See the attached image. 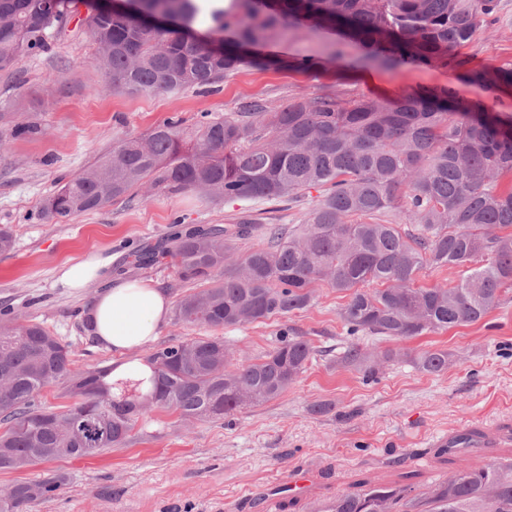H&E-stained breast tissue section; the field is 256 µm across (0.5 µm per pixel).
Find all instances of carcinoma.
Wrapping results in <instances>:
<instances>
[{"instance_id": "1", "label": "carcinoma", "mask_w": 512, "mask_h": 512, "mask_svg": "<svg viewBox=\"0 0 512 512\" xmlns=\"http://www.w3.org/2000/svg\"><path fill=\"white\" fill-rule=\"evenodd\" d=\"M75 0H0V68L47 49ZM498 0H123L80 19L112 85L141 94L224 80L238 67L274 65L258 50L300 30L332 31L358 44L357 66L446 65L497 12ZM207 13V34L196 26ZM464 79L512 90V67L465 72ZM512 116L489 112L449 89L349 106L300 98L278 112L258 103L232 116L204 112L192 131L169 118L120 140L93 167L61 183L40 208L45 218L102 209L143 190L192 192L210 201L276 205L319 191L301 224L270 228L267 243L244 253L261 219L191 228L165 253L178 278L199 288L177 304V322L237 327L312 305L325 282L348 300L340 312L349 340L337 362L368 379L401 356L368 348L359 335L408 340L483 319L512 288ZM404 213L413 229L385 224ZM480 266L451 288H415L427 268ZM380 283L383 288L368 289ZM318 349L305 336L232 364L222 336L180 341L149 354L153 388L135 399L105 398L110 368H72L70 345L40 323L0 313V471L79 459L120 448L155 410L186 421L221 419L288 391ZM427 374L448 370L446 350L412 358ZM57 383L76 399L66 410L37 404ZM67 477L56 473L0 490V512H29ZM327 512H512V462L464 467L424 496L405 486L362 482L328 500Z\"/></svg>"}]
</instances>
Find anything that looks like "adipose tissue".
Here are the masks:
<instances>
[{"instance_id":"adipose-tissue-1","label":"adipose tissue","mask_w":512,"mask_h":512,"mask_svg":"<svg viewBox=\"0 0 512 512\" xmlns=\"http://www.w3.org/2000/svg\"><path fill=\"white\" fill-rule=\"evenodd\" d=\"M57 281L73 292L84 291L95 282L103 283L88 317L95 339L117 355L108 379L148 380L149 364L135 358L134 353L152 343L165 325L171 309L168 295L151 281L113 282L112 257L98 252L63 264Z\"/></svg>"}]
</instances>
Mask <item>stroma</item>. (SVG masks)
<instances>
[{
  "mask_svg": "<svg viewBox=\"0 0 512 512\" xmlns=\"http://www.w3.org/2000/svg\"><path fill=\"white\" fill-rule=\"evenodd\" d=\"M96 4L78 0L48 51L0 71V134L7 136L0 147V225H9L15 236L14 250L0 255V309L60 336L79 370L110 366L113 354L95 340L85 318L97 287L68 293L56 282L63 262L95 251L110 254L113 277L152 280L176 302L194 284L180 281L168 259L143 266L136 254L148 245L170 247L179 229L226 224L243 210L262 208L257 201L213 204L194 193L159 191L72 218L40 217L44 199L61 181L122 138L145 134L174 115L190 128L201 113L231 115L251 101L276 112L298 98L395 99L422 88L448 87L488 110L512 113V93H491L462 80L459 71L442 65L363 70L352 64L359 54L354 43L303 31L277 44V66L242 65L219 90L129 93L113 87L96 60L95 44L80 28ZM300 54L320 57L322 68L295 71L290 63ZM460 54L470 69L512 67V0H499L493 19ZM26 121L36 123L39 133L8 137L14 123ZM345 302L344 294L319 283L307 310L221 329L239 363L271 350L284 332L312 340L318 353L284 396L244 407L230 421L185 422L157 410L126 447L0 471V488L68 474L61 491L36 501L31 512H309L312 501L359 482L397 483L419 494L460 464L512 460V444L502 438L512 426V292L474 324L400 345L364 337L365 345H399L409 354L371 381L336 361L347 340L339 316ZM427 349L450 353L447 371L430 375L414 368L411 355ZM316 403L326 404L327 412H312ZM472 430L481 434L477 444L452 447L461 432ZM446 443L447 458L437 457L436 448ZM298 474L308 478L303 492L283 493L282 483Z\"/></svg>",
  "mask_w": 512,
  "mask_h": 512,
  "instance_id": "1",
  "label": "stroma"
}]
</instances>
